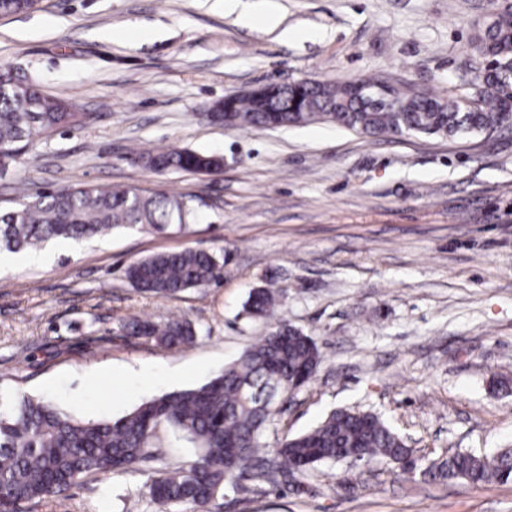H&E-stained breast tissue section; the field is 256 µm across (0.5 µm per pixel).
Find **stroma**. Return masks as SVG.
<instances>
[{
	"label": "stroma",
	"instance_id": "1",
	"mask_svg": "<svg viewBox=\"0 0 512 512\" xmlns=\"http://www.w3.org/2000/svg\"><path fill=\"white\" fill-rule=\"evenodd\" d=\"M287 39L214 0H39L0 16V65L70 99L83 124L37 138L0 172V210L17 186L132 185L192 199L185 230H115L50 243L51 263L0 268V389L86 420L116 419L205 383L269 323L251 289L278 291L277 315L323 361L263 442L340 408L378 413L414 457L512 448V131L448 139L366 137L332 123L235 128L206 112L270 83L382 80L445 97L484 68L470 40L494 0H271ZM223 156L220 173L154 171L130 150ZM194 247L224 277L173 297L137 291L139 259ZM179 316L196 340L169 348L127 321ZM149 364L153 375H135ZM161 453L136 473L83 477L16 512H160L146 482L193 455L159 428ZM219 512H512V483L430 479L384 460L328 462L306 475L244 480Z\"/></svg>",
	"mask_w": 512,
	"mask_h": 512
}]
</instances>
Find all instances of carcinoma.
<instances>
[{"label": "carcinoma", "instance_id": "cac0c4a2", "mask_svg": "<svg viewBox=\"0 0 512 512\" xmlns=\"http://www.w3.org/2000/svg\"><path fill=\"white\" fill-rule=\"evenodd\" d=\"M34 0H0V14L30 11ZM472 52L487 60L470 91L446 98L410 88L391 87L394 102L375 105L349 84L309 79L257 99L240 96L235 128H276L327 121L360 134L458 136L512 129V0H499L495 22L475 28ZM83 115L62 97L44 95L34 84L0 68V157L7 163L36 138L57 128L77 126ZM211 155L186 149L137 153L134 161L154 170L196 171ZM198 211L190 201L158 192L136 193L130 185L70 186L25 193L19 207L0 212V249L20 252L45 242H84L114 229L138 226L162 231L189 224ZM224 263L215 253L185 248L132 263L127 278L134 288L172 296L219 281ZM275 289H253L245 311L274 317ZM131 336L166 347L193 343V324L182 318L133 319L123 325ZM322 362L317 342L285 320L246 349L224 371L192 389L162 394L109 421H85L58 406L26 395H0V512L20 502L67 492L91 474L137 472L156 456L153 438L162 425L194 454L187 468L149 477L146 482L162 512H210L228 485L240 478L266 480L304 474L325 462L352 458L385 459L406 467L412 449L376 413L335 410L314 428L287 436L269 450L262 437L281 403L308 384ZM431 478L461 480L473 486L512 481V449L492 457L457 452L424 469Z\"/></svg>", "mask_w": 512, "mask_h": 512}]
</instances>
